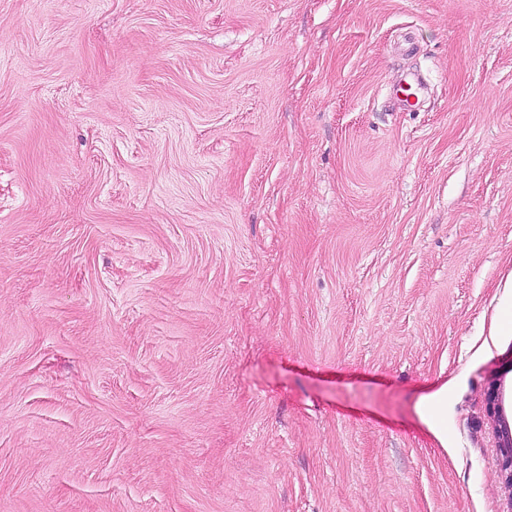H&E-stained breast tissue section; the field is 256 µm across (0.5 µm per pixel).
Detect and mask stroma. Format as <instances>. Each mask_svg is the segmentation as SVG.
Instances as JSON below:
<instances>
[{"mask_svg":"<svg viewBox=\"0 0 512 512\" xmlns=\"http://www.w3.org/2000/svg\"><path fill=\"white\" fill-rule=\"evenodd\" d=\"M496 379L512 0H0V512H506ZM448 395L447 387H441L431 394L420 397L417 404V413L420 420L428 427L433 437L440 445L448 443V428L441 415V407Z\"/></svg>","mask_w":512,"mask_h":512,"instance_id":"1","label":"stroma"}]
</instances>
